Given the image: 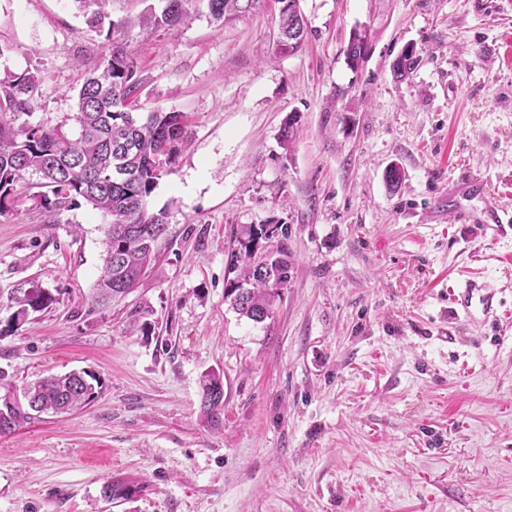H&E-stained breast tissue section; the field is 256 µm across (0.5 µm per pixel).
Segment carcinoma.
Listing matches in <instances>:
<instances>
[{
	"label": "carcinoma",
	"mask_w": 512,
	"mask_h": 512,
	"mask_svg": "<svg viewBox=\"0 0 512 512\" xmlns=\"http://www.w3.org/2000/svg\"><path fill=\"white\" fill-rule=\"evenodd\" d=\"M85 23L104 37L105 52L82 60L86 78L77 92L76 130L63 127H14L0 122V215L17 201V187L24 175H40L42 191L33 200L60 222L61 215L84 202L109 218L105 227V258L91 303L99 305L129 294L146 275L155 255V245L165 235L164 213L148 210L149 199L163 176L191 142L186 115L181 112H138L140 85L136 79V52L132 30L137 26L175 27L189 16L191 0H165L161 9L148 7L137 17L112 19L105 10L108 0H74ZM266 0H207L209 16L228 20L263 7ZM292 0L280 4L278 28L283 39L298 43L307 29L294 12ZM421 62L413 53L393 70L398 80L409 78ZM41 83L37 70L4 73L0 77V112L26 114ZM169 152L166 169L154 166L155 158ZM275 243L259 251L258 242L268 239L259 224L243 225L235 233L228 253L224 299L237 313L260 323L268 319L292 263L288 253L289 228L276 225ZM58 299L42 288H31L15 299L16 309L4 336L34 313ZM102 384L85 368L61 375L40 377L27 384L26 408L14 406L12 416L0 424L8 433L44 414H68L96 400ZM224 388L220 374L211 371L201 380V412L213 425L224 415ZM115 499L129 500L141 491L139 481L113 477L104 483Z\"/></svg>",
	"instance_id": "obj_1"
}]
</instances>
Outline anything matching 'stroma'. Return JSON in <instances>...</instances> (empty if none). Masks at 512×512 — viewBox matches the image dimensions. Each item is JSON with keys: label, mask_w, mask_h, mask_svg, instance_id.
<instances>
[{"label": "stroma", "mask_w": 512, "mask_h": 512, "mask_svg": "<svg viewBox=\"0 0 512 512\" xmlns=\"http://www.w3.org/2000/svg\"><path fill=\"white\" fill-rule=\"evenodd\" d=\"M299 6L292 53L273 0L224 22L194 0L183 24L134 30L140 106L186 113L192 142L149 200L167 232L123 301L88 307L100 212L50 224L26 199L0 216V328L15 291L60 299L0 337V399L77 368L102 383L85 409L0 434V512H512V240L455 219L512 214V0ZM409 43L421 62L398 82ZM0 44V74L42 75L29 123L73 129L78 58L103 40L71 0H0ZM240 224L291 227V279L262 323L224 299ZM469 271L495 290L501 330L449 321ZM211 370L216 426L200 410ZM116 475L143 491L105 502ZM223 380L215 371L203 375L201 380V412L212 425H218L221 416L224 415Z\"/></svg>", "instance_id": "obj_1"}]
</instances>
